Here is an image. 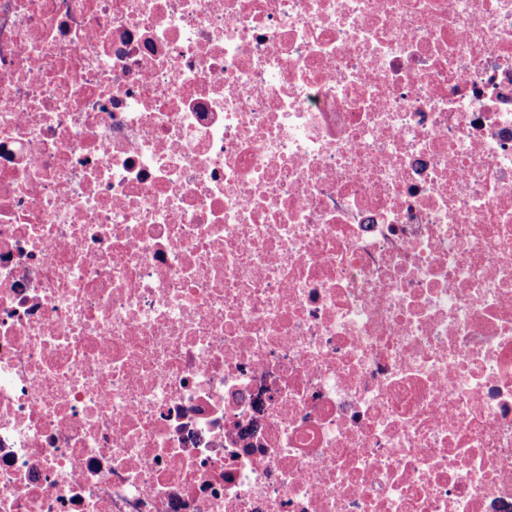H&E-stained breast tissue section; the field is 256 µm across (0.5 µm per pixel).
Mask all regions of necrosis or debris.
<instances>
[{
    "mask_svg": "<svg viewBox=\"0 0 512 512\" xmlns=\"http://www.w3.org/2000/svg\"><path fill=\"white\" fill-rule=\"evenodd\" d=\"M0 512H512V0H0Z\"/></svg>",
    "mask_w": 512,
    "mask_h": 512,
    "instance_id": "obj_1",
    "label": "necrosis or debris"
}]
</instances>
